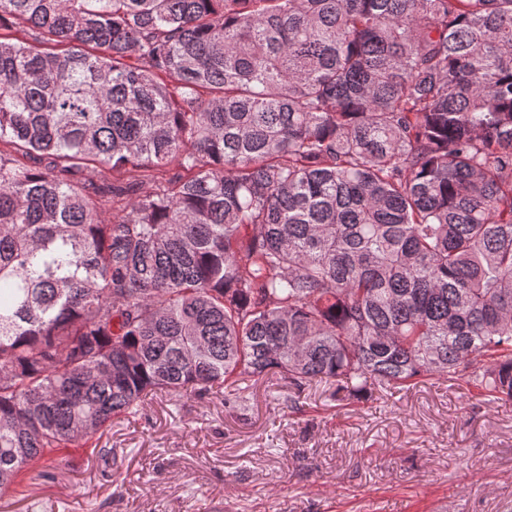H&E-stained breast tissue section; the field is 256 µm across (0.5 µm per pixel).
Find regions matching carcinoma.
<instances>
[{"instance_id":"1","label":"carcinoma","mask_w":512,"mask_h":512,"mask_svg":"<svg viewBox=\"0 0 512 512\" xmlns=\"http://www.w3.org/2000/svg\"><path fill=\"white\" fill-rule=\"evenodd\" d=\"M269 374L512 401V0H0V491Z\"/></svg>"}]
</instances>
